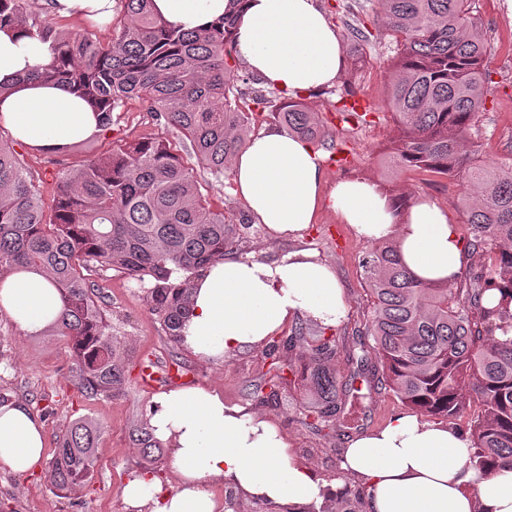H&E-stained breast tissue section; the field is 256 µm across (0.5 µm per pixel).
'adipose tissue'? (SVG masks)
Listing matches in <instances>:
<instances>
[{
	"instance_id": "ef3b65f1",
	"label": "adipose tissue",
	"mask_w": 512,
	"mask_h": 512,
	"mask_svg": "<svg viewBox=\"0 0 512 512\" xmlns=\"http://www.w3.org/2000/svg\"><path fill=\"white\" fill-rule=\"evenodd\" d=\"M151 8L185 31L235 12L238 57L287 98L333 85L344 63L341 36L317 0H152ZM50 62L48 45L24 29L0 31V127L38 152L100 131L97 113L72 89L31 79ZM231 172L250 219L270 237L301 236L328 208L359 239L395 241L403 264L422 281L452 282L465 261L464 240L435 201L420 198L403 207L372 181L326 186L322 151L284 128L252 135ZM189 299L182 345L216 365L265 348L297 317L332 329L346 312L334 269L306 250L273 259L253 252L216 259L192 279ZM61 308L45 273L0 276V311L22 335L46 332ZM149 424L168 450L175 481L131 472L121 489L124 512H234L216 495L218 485L241 503L307 512L339 496L350 480L365 487L367 512H512V470L484 475L466 468V435L411 412L350 439L338 477L318 474L272 415L227 401L209 386L157 395ZM45 452L40 418L20 402L0 405V463L24 475L40 468Z\"/></svg>"
}]
</instances>
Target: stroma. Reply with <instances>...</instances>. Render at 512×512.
Segmentation results:
<instances>
[{
	"label": "stroma",
	"instance_id": "35a3bbf8",
	"mask_svg": "<svg viewBox=\"0 0 512 512\" xmlns=\"http://www.w3.org/2000/svg\"><path fill=\"white\" fill-rule=\"evenodd\" d=\"M319 5L336 26L343 44L351 42L349 16H356L359 26L371 33L370 40L362 45L366 64L345 65L334 89L324 88L304 97L325 131L343 145L348 155L345 166H326L328 184L372 179L394 197L410 201L422 196L432 198L448 210L460 235H467L460 205L463 188L458 181L401 171L389 165L387 148L397 134L387 105L395 45L373 0H319ZM476 7L491 46L486 65L492 78L486 109L478 116L484 132L480 153L486 160L500 161L512 158V0H476ZM347 86L356 91L361 104L370 106L366 122L348 124L340 120L334 91ZM162 130V122L153 118L145 104L131 100L113 112L110 130L90 143L87 154H100ZM21 155L47 205L52 202L57 177L79 168L85 156L33 153L26 149ZM236 248L270 255L306 249L318 253L336 272L344 291L346 315L334 330L339 342L336 367L343 383L335 435L327 436L306 426L300 407L301 387H292L278 402L265 405L264 410L279 419L303 449L311 467L339 476L341 451L348 439L384 425L403 409L393 393L378 388L382 371L376 359L363 363L354 357L359 347L353 331L367 311L360 262L372 246L355 237L349 225L343 224L333 211L325 210L301 238L273 241L262 227L255 225L243 231ZM97 281L105 298L106 314L119 330L117 353L129 371L124 395L114 399H92L78 393L73 361L62 336L52 330L39 336L20 335L10 316L0 311V404L20 401L37 413L51 451L57 448L62 429L71 421L88 418L104 426L96 450L94 478L81 490L65 493L51 486L46 470L21 476L0 463V512H123L120 492L130 470H146L165 479L171 476L166 459L144 461L129 437L131 428L148 413L153 397L170 387L210 385L221 389L225 398L246 402L253 385L265 379L268 367L261 352L241 353L221 366L199 360L167 336L162 322L146 304L142 284L115 270L98 276ZM175 355L186 365V377L169 386L141 385L140 362L151 360L165 369Z\"/></svg>",
	"mask_w": 512,
	"mask_h": 512
}]
</instances>
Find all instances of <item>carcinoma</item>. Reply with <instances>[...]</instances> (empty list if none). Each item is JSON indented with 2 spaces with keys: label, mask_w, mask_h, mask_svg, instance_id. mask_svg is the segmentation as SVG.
I'll return each instance as SVG.
<instances>
[{
  "label": "carcinoma",
  "mask_w": 512,
  "mask_h": 512,
  "mask_svg": "<svg viewBox=\"0 0 512 512\" xmlns=\"http://www.w3.org/2000/svg\"><path fill=\"white\" fill-rule=\"evenodd\" d=\"M120 3L103 39L60 29L31 9L30 0H0V25L16 22L51 42V64L32 77L79 91L102 112L103 129L125 100L137 98L212 175L224 176L251 132L248 113L230 99L245 78L224 61L236 17L184 32L157 18L151 0ZM376 3L396 46L388 107L397 135L390 157L402 170L461 182L468 246L485 263L449 286L437 285L416 279L394 243L375 245L361 260L371 305L354 332L371 340L382 385L409 410L440 422L467 419L466 467L512 469V164L480 158L482 131L475 124L491 91L490 45L475 0ZM353 97L345 91L336 107L346 123L366 120ZM252 101L268 105L269 116L299 137H324L303 100L275 102L257 92ZM235 235L224 213L211 209L194 168L163 135L94 155L78 171L57 177L49 212L14 146L0 138V273L32 267L51 277L63 303L57 327L73 353L77 387L91 397L117 398L128 383L93 273L115 269L150 282L149 309L178 343L190 275L224 256ZM493 289L507 294L488 307L484 297ZM298 342L307 344L305 353L297 367L286 369L281 346ZM337 354L335 336L324 330L311 336L301 323L265 349L274 374L250 396L276 400L286 390L284 372L300 374L309 427L321 432L340 410ZM102 430L83 420L66 426L49 465L55 488L72 492L91 482ZM131 437L145 460L159 458L162 444L148 422L134 426ZM365 504L364 490L347 487L322 512H365Z\"/></svg>",
  "instance_id": "carcinoma-1"
}]
</instances>
